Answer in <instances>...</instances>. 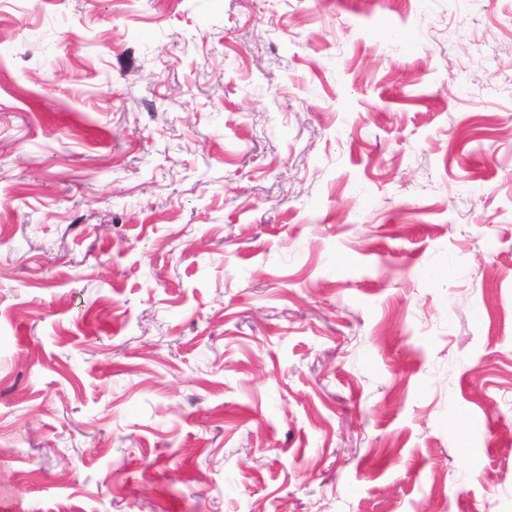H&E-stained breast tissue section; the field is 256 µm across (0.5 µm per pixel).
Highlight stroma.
Returning <instances> with one entry per match:
<instances>
[{
  "label": "stroma",
  "instance_id": "1",
  "mask_svg": "<svg viewBox=\"0 0 512 512\" xmlns=\"http://www.w3.org/2000/svg\"><path fill=\"white\" fill-rule=\"evenodd\" d=\"M512 512V0L0 10V500Z\"/></svg>",
  "mask_w": 512,
  "mask_h": 512
}]
</instances>
